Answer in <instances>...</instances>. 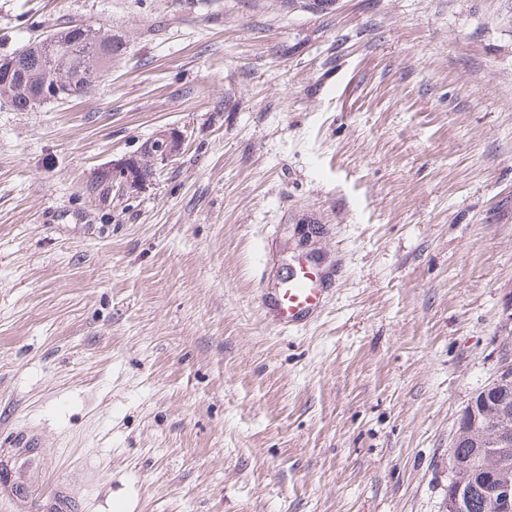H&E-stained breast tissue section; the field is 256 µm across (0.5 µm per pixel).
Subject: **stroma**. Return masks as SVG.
I'll return each instance as SVG.
<instances>
[{
  "instance_id": "obj_1",
  "label": "stroma",
  "mask_w": 512,
  "mask_h": 512,
  "mask_svg": "<svg viewBox=\"0 0 512 512\" xmlns=\"http://www.w3.org/2000/svg\"><path fill=\"white\" fill-rule=\"evenodd\" d=\"M124 53L0 106V432L73 512H443L512 340V0H0V56L66 23ZM139 191L88 187L156 131ZM344 259L322 319L259 289Z\"/></svg>"
}]
</instances>
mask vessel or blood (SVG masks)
<instances>
[{"label": "vessel or blood", "instance_id": "vessel-or-blood-1", "mask_svg": "<svg viewBox=\"0 0 512 512\" xmlns=\"http://www.w3.org/2000/svg\"><path fill=\"white\" fill-rule=\"evenodd\" d=\"M336 288V275L303 254L281 274L277 288L261 291L260 305L278 328L300 330L318 321Z\"/></svg>", "mask_w": 512, "mask_h": 512}]
</instances>
